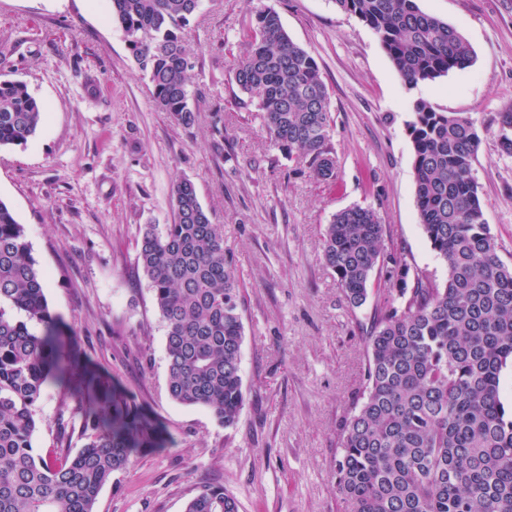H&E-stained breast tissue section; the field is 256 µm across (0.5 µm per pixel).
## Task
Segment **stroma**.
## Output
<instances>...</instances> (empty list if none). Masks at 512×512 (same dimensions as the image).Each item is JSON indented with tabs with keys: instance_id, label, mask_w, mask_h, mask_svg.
<instances>
[{
	"instance_id": "35a3bbf8",
	"label": "stroma",
	"mask_w": 512,
	"mask_h": 512,
	"mask_svg": "<svg viewBox=\"0 0 512 512\" xmlns=\"http://www.w3.org/2000/svg\"><path fill=\"white\" fill-rule=\"evenodd\" d=\"M459 28L475 63L408 87L378 36L335 0H200L185 29L195 53L191 127L154 106L110 0H0V77L24 81L44 106L26 144L0 149V201L26 230L65 342L170 432L101 490L95 512H184L221 485L239 512H339L340 426L357 404L366 336L383 303L371 289L346 301L322 260L333 215L371 206L386 250L444 282L448 269L419 222L407 124L422 98L471 117L485 217L512 267V156L497 118L512 109V0H417ZM267 7L317 61L331 99L337 179L316 180L268 138L255 105L241 106L233 67ZM190 179L240 288L245 405L234 427L168 393L165 330L138 263L140 231L175 218L172 188ZM76 401L56 386L37 405L39 452H77L59 438Z\"/></svg>"
}]
</instances>
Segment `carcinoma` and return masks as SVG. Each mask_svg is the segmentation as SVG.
I'll return each mask as SVG.
<instances>
[{
	"label": "carcinoma",
	"mask_w": 512,
	"mask_h": 512,
	"mask_svg": "<svg viewBox=\"0 0 512 512\" xmlns=\"http://www.w3.org/2000/svg\"><path fill=\"white\" fill-rule=\"evenodd\" d=\"M110 2L156 108L192 126L195 61L184 27L199 0ZM335 2L377 34L411 88L474 62L463 34L417 0ZM234 75L288 159L335 179L327 86L274 9L258 12ZM43 112L25 83L0 81V147L25 143ZM498 124L500 146L512 155L511 109ZM407 128L420 223L448 277L440 285L412 274L402 254L384 251L385 225L369 206L341 210L327 226L323 261L349 304H365L376 277L387 290L366 338L362 404L341 429L336 490L345 512H512V413L500 398L512 365V268L498 255L472 176L480 135L470 117L424 99L413 102ZM173 195L175 222L144 225L138 252L165 326L168 391L229 428L245 402L240 291L222 227L194 184L177 182ZM44 288L24 225L0 201V512H94L112 474L137 451L165 447L168 433L65 354ZM51 384L78 399L85 443L73 456L33 445L36 407ZM185 512H238V503L224 487L205 485Z\"/></svg>",
	"instance_id": "obj_1"
}]
</instances>
